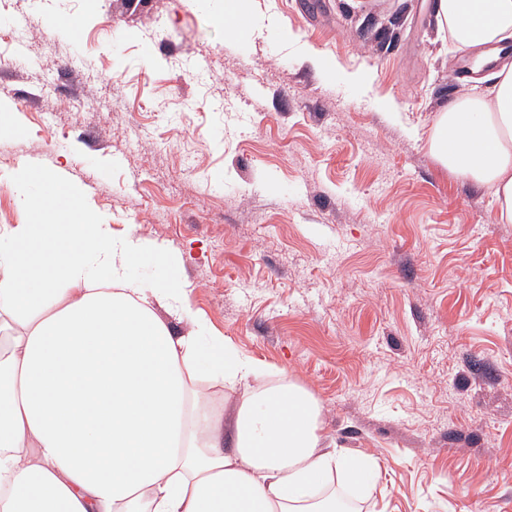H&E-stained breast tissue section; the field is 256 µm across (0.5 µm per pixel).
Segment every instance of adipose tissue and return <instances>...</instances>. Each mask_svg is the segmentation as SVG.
Masks as SVG:
<instances>
[{
	"label": "adipose tissue",
	"instance_id": "1",
	"mask_svg": "<svg viewBox=\"0 0 512 512\" xmlns=\"http://www.w3.org/2000/svg\"><path fill=\"white\" fill-rule=\"evenodd\" d=\"M464 46L512 34V0H435ZM487 95L445 106L430 149L512 222V65ZM48 196L0 240V512H336L333 479L367 483L374 464L324 446L317 404L222 338L175 334L156 315L177 291L175 257L116 239L79 185L18 168ZM151 255L164 276L127 278ZM241 388L232 423L191 388L202 373Z\"/></svg>",
	"mask_w": 512,
	"mask_h": 512
}]
</instances>
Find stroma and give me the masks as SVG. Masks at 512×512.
<instances>
[{"instance_id":"1","label":"stroma","mask_w":512,"mask_h":512,"mask_svg":"<svg viewBox=\"0 0 512 512\" xmlns=\"http://www.w3.org/2000/svg\"><path fill=\"white\" fill-rule=\"evenodd\" d=\"M0 0V234L19 167L179 258L195 325L377 464L354 512H512V222L429 147L434 0ZM75 19L78 29L66 28Z\"/></svg>"}]
</instances>
